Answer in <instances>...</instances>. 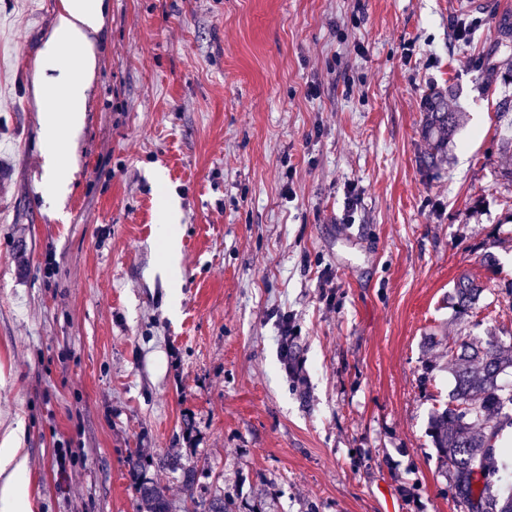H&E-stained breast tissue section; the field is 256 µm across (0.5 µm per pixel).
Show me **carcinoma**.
Here are the masks:
<instances>
[{
	"instance_id": "1",
	"label": "carcinoma",
	"mask_w": 512,
	"mask_h": 512,
	"mask_svg": "<svg viewBox=\"0 0 512 512\" xmlns=\"http://www.w3.org/2000/svg\"><path fill=\"white\" fill-rule=\"evenodd\" d=\"M498 40L483 58V67L505 84H512V57L499 56L500 48L512 41V26L498 29ZM497 112L507 119L500 138L501 153L512 157V98L498 103ZM462 121L459 112H442L431 104L424 113L421 132L429 146L427 166L443 157L448 143ZM482 289L467 275L455 283V299L460 317L467 316L478 304ZM448 368L454 386L448 405L433 414L429 434L441 461L449 473V486L463 512H512V492L497 488L503 470L495 455L502 452L504 430L512 426V390L504 391L500 375L512 369V342L493 337L485 343L461 340L448 348ZM157 464L180 474L182 484L193 491L197 484L196 467L175 456L157 460ZM146 462L131 460L136 477V492L147 512H174L164 490L142 478ZM201 512H235L233 502L216 493L202 504Z\"/></svg>"
}]
</instances>
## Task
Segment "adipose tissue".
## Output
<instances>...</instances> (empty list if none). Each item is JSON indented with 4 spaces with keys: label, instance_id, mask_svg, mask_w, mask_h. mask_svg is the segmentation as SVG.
Listing matches in <instances>:
<instances>
[{
    "label": "adipose tissue",
    "instance_id": "adipose-tissue-1",
    "mask_svg": "<svg viewBox=\"0 0 512 512\" xmlns=\"http://www.w3.org/2000/svg\"><path fill=\"white\" fill-rule=\"evenodd\" d=\"M107 0H61V10L39 50L37 99L42 121L51 138L45 156L49 173L45 196L57 200L66 195L69 179L61 172L66 148L58 131L78 136L83 128L87 90L96 70L92 38L104 26ZM86 46V53L73 55V46Z\"/></svg>",
    "mask_w": 512,
    "mask_h": 512
}]
</instances>
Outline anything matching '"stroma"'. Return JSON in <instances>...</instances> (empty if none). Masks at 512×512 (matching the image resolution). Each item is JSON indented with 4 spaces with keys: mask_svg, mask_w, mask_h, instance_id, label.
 <instances>
[{
    "mask_svg": "<svg viewBox=\"0 0 512 512\" xmlns=\"http://www.w3.org/2000/svg\"><path fill=\"white\" fill-rule=\"evenodd\" d=\"M60 4L0 0V449L31 512H145L134 453L197 464L191 494L146 471L179 510L461 512L428 437L453 380L424 365L434 333L512 337L494 20L460 41L448 0H110L58 207L34 84ZM436 93L464 120L428 169ZM463 274L484 292L457 322ZM177 218V202L172 198L166 200L163 204L164 239L168 266L173 274L177 271L178 236L175 230Z\"/></svg>",
    "mask_w": 512,
    "mask_h": 512,
    "instance_id": "obj_1",
    "label": "stroma"
}]
</instances>
